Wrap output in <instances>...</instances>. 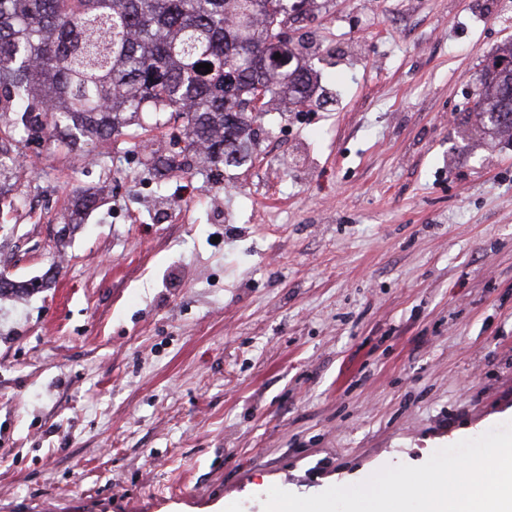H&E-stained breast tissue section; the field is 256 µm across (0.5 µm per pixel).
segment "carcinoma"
Listing matches in <instances>:
<instances>
[{
    "instance_id": "1",
    "label": "carcinoma",
    "mask_w": 512,
    "mask_h": 512,
    "mask_svg": "<svg viewBox=\"0 0 512 512\" xmlns=\"http://www.w3.org/2000/svg\"><path fill=\"white\" fill-rule=\"evenodd\" d=\"M290 16L286 0H0V205L12 206L6 185L31 142L74 152L137 139L149 131L142 112L155 113L154 129L180 119L186 131L189 158L152 155L156 172L242 165L273 102L314 100L302 39L284 77L271 79L268 66L225 82L240 51L274 49ZM471 112L489 137L512 138V44L487 61ZM98 201L83 192L72 214Z\"/></svg>"
}]
</instances>
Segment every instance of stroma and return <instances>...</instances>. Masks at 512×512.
<instances>
[{
	"label": "stroma",
	"mask_w": 512,
	"mask_h": 512,
	"mask_svg": "<svg viewBox=\"0 0 512 512\" xmlns=\"http://www.w3.org/2000/svg\"><path fill=\"white\" fill-rule=\"evenodd\" d=\"M327 97L239 167L29 147L0 226V512H264L512 421V0H318ZM104 201L66 237L73 197ZM470 112L484 134L512 138V43L487 61Z\"/></svg>",
	"instance_id": "1"
}]
</instances>
